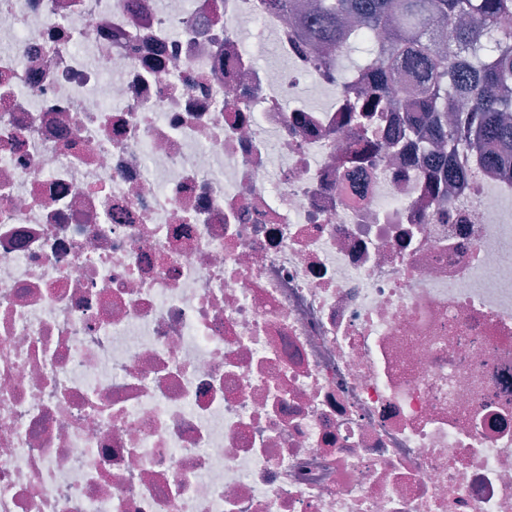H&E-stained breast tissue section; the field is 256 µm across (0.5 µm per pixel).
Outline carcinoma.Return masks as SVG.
I'll use <instances>...</instances> for the list:
<instances>
[{"label": "carcinoma", "instance_id": "obj_1", "mask_svg": "<svg viewBox=\"0 0 512 512\" xmlns=\"http://www.w3.org/2000/svg\"><path fill=\"white\" fill-rule=\"evenodd\" d=\"M307 28L313 49L341 58L368 45L353 71L367 78L336 87L351 100L355 152L375 144L378 121L396 112L420 148L421 125L448 147L439 196L467 179L473 165L512 179V0H312ZM450 30L444 41L439 29ZM420 88L418 98L393 93L397 80Z\"/></svg>", "mask_w": 512, "mask_h": 512}]
</instances>
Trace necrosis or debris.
Instances as JSON below:
<instances>
[{
  "label": "necrosis or debris",
  "mask_w": 512,
  "mask_h": 512,
  "mask_svg": "<svg viewBox=\"0 0 512 512\" xmlns=\"http://www.w3.org/2000/svg\"><path fill=\"white\" fill-rule=\"evenodd\" d=\"M325 57L0 0V512H512V182L439 202L393 113L348 155ZM244 43L249 49L255 48L259 50L258 60L260 63H283L277 56L272 41L262 33L260 26L254 32L244 37Z\"/></svg>",
  "instance_id": "necrosis-or-debris-1"
}]
</instances>
